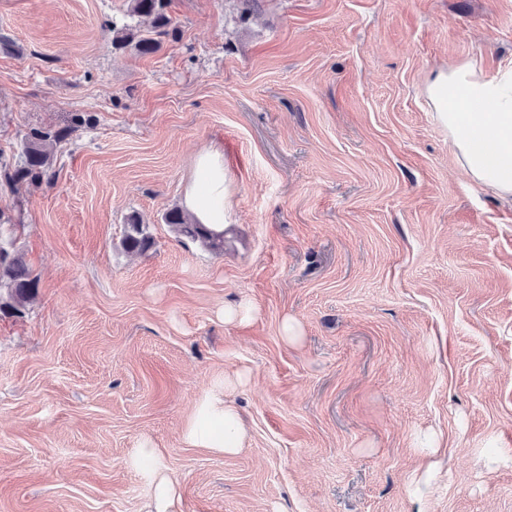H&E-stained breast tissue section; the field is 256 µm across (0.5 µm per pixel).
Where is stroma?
<instances>
[{
  "label": "stroma",
  "mask_w": 512,
  "mask_h": 512,
  "mask_svg": "<svg viewBox=\"0 0 512 512\" xmlns=\"http://www.w3.org/2000/svg\"><path fill=\"white\" fill-rule=\"evenodd\" d=\"M127 0H0V153L86 112L53 184L0 210L37 278L0 312V512H143L150 440L181 512H512V204L459 167L423 92L512 69V0H171L181 34L112 46ZM234 177L224 250L163 221L199 149ZM138 215L154 240L127 253ZM257 309L225 322L224 305ZM301 337L286 342L284 319ZM247 435L181 439L225 375ZM445 451L408 485L420 439Z\"/></svg>",
  "instance_id": "35a3bbf8"
}]
</instances>
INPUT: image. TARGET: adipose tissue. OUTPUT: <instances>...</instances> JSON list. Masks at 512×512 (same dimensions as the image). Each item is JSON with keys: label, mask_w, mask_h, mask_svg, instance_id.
I'll return each instance as SVG.
<instances>
[{"label": "adipose tissue", "mask_w": 512, "mask_h": 512, "mask_svg": "<svg viewBox=\"0 0 512 512\" xmlns=\"http://www.w3.org/2000/svg\"><path fill=\"white\" fill-rule=\"evenodd\" d=\"M424 93L437 122L448 131L458 165L478 185L512 199V69L486 74L465 62L433 72ZM232 177L224 153L215 146L200 150L184 191V206L197 223L223 229L232 207ZM246 372L225 378L224 388L208 391L182 429L194 448L233 455L244 446L246 431L226 393L244 384ZM153 488L146 512H180V495L151 442H141L128 461Z\"/></svg>", "instance_id": "obj_1"}]
</instances>
